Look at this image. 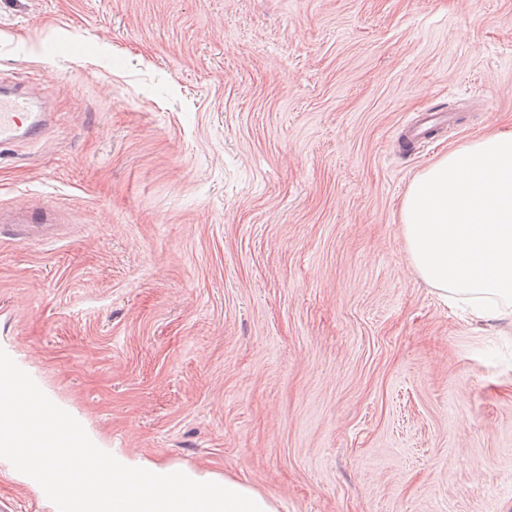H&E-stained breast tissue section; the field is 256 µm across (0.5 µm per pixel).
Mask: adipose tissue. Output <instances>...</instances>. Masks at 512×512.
<instances>
[{
	"label": "adipose tissue",
	"mask_w": 512,
	"mask_h": 512,
	"mask_svg": "<svg viewBox=\"0 0 512 512\" xmlns=\"http://www.w3.org/2000/svg\"><path fill=\"white\" fill-rule=\"evenodd\" d=\"M417 277L470 322L512 323V125L460 143L421 169L399 208ZM10 459L37 449L35 471L74 491L110 493L112 512H278L276 500L233 477L217 478L116 452L105 456L75 415L20 373L0 369V413Z\"/></svg>",
	"instance_id": "1"
}]
</instances>
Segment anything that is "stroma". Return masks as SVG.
Wrapping results in <instances>:
<instances>
[{
	"mask_svg": "<svg viewBox=\"0 0 512 512\" xmlns=\"http://www.w3.org/2000/svg\"><path fill=\"white\" fill-rule=\"evenodd\" d=\"M15 83L51 124L0 205L65 220L0 236V351L102 448L279 512H512V325L449 309L398 222L512 120V0H0ZM0 502L57 512L3 461Z\"/></svg>",
	"mask_w": 512,
	"mask_h": 512,
	"instance_id": "obj_1",
	"label": "stroma"
}]
</instances>
